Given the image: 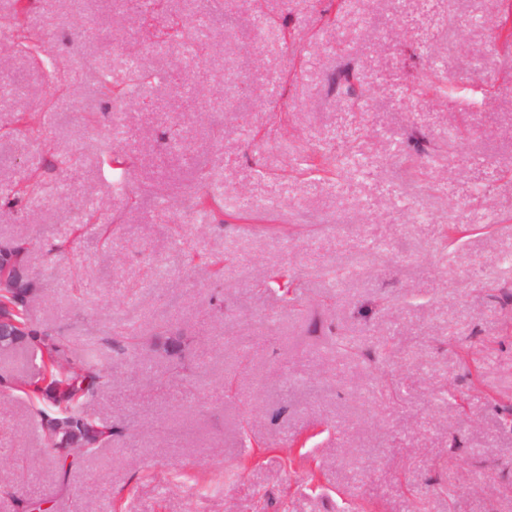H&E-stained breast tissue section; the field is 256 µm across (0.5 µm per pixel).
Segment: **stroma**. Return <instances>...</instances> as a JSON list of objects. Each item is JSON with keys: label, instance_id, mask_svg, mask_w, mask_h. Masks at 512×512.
Instances as JSON below:
<instances>
[{"label": "stroma", "instance_id": "stroma-1", "mask_svg": "<svg viewBox=\"0 0 512 512\" xmlns=\"http://www.w3.org/2000/svg\"><path fill=\"white\" fill-rule=\"evenodd\" d=\"M504 8L264 0L285 42L242 0L212 16L200 0H163L148 17L135 0H32L25 22L44 33L51 84L0 26V236L33 238V317L70 320L74 351L101 347L114 381L89 411L124 427L63 486L41 460L32 402L0 390V478L52 512H448L452 493L459 512H512V228H493L512 217ZM173 15L184 40L149 41ZM126 59L179 78L120 112L99 96L84 122L85 88L107 69L125 79ZM52 95L60 111L40 114ZM330 148L353 152L355 171L297 174ZM115 150L133 161L121 174L105 164ZM36 170L59 194L14 200ZM202 171L237 220L220 228L192 208ZM78 208L113 226L108 245L89 236L49 253ZM259 209L316 230L260 232ZM280 269L301 304L263 290ZM163 316L196 337L192 393L151 391L156 359L102 342ZM461 343L481 347L480 364Z\"/></svg>", "mask_w": 512, "mask_h": 512}]
</instances>
